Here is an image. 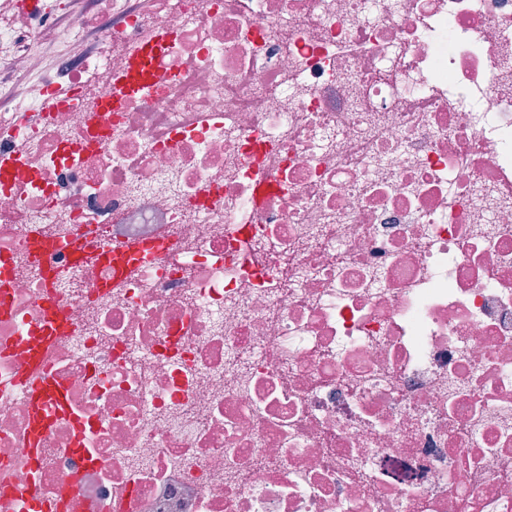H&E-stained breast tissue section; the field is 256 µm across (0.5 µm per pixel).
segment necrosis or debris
<instances>
[{"mask_svg": "<svg viewBox=\"0 0 512 512\" xmlns=\"http://www.w3.org/2000/svg\"><path fill=\"white\" fill-rule=\"evenodd\" d=\"M102 2L49 112L0 24V512H512V0Z\"/></svg>", "mask_w": 512, "mask_h": 512, "instance_id": "4bbe7bcc", "label": "necrosis or debris"}]
</instances>
